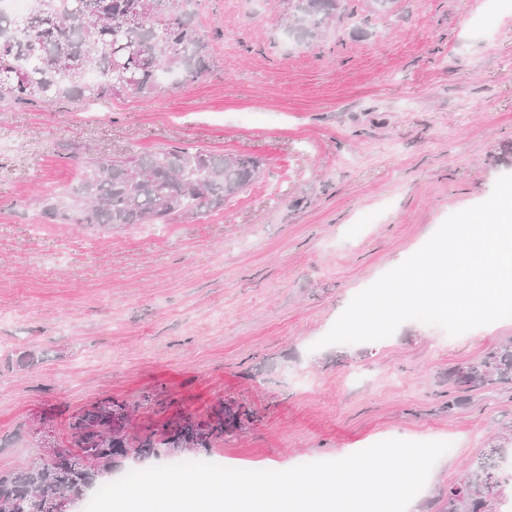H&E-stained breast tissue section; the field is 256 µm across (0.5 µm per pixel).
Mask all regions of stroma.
Listing matches in <instances>:
<instances>
[{"mask_svg": "<svg viewBox=\"0 0 512 512\" xmlns=\"http://www.w3.org/2000/svg\"><path fill=\"white\" fill-rule=\"evenodd\" d=\"M210 73L90 105L0 103V470L71 451L109 398L139 434L219 403L250 418L197 457L283 471L399 439L450 437L409 512H437L512 423V386L449 405V371L512 318L449 335L418 321L318 347L351 300L486 201L512 143V0H356L310 44L281 0H190ZM189 146L262 161L219 211L116 233L51 224L35 197L89 159ZM31 365L16 367L17 355Z\"/></svg>", "mask_w": 512, "mask_h": 512, "instance_id": "1", "label": "stroma"}]
</instances>
